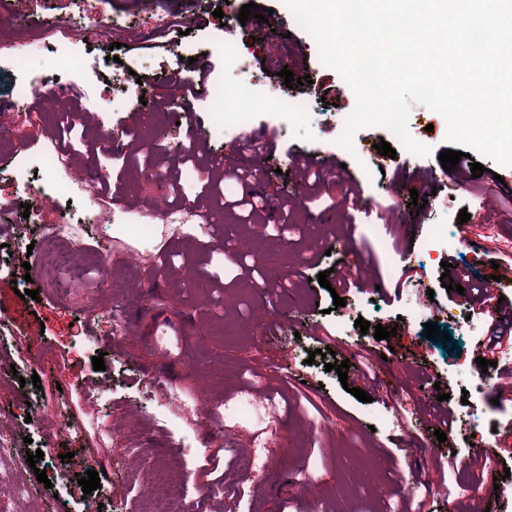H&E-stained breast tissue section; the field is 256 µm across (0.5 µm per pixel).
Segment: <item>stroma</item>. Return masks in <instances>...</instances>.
<instances>
[{"label":"stroma","mask_w":512,"mask_h":512,"mask_svg":"<svg viewBox=\"0 0 512 512\" xmlns=\"http://www.w3.org/2000/svg\"><path fill=\"white\" fill-rule=\"evenodd\" d=\"M251 1L271 9L268 20L239 21L241 6ZM93 7L119 25L111 37L78 43L86 78L49 68L41 78L79 89L120 66L149 75L142 100L128 107L107 100L94 111L79 96L51 102L33 93L24 102L29 122L0 133L7 146L0 158V308L34 329L26 335L16 328L0 339V428L16 430L19 453H44L36 468L20 473L36 492L9 501L7 512H153L164 499L194 512L232 505L239 512H404L409 504L460 512L483 493L485 481L467 470L449 472L448 455L465 462L476 457L471 433L477 427L487 430L489 448L512 444V399L498 395L512 358L478 367L476 343L486 324L467 296L443 287L441 264L462 260L474 268L484 258L467 241L460 210L484 225L493 247L512 240V222L493 212L480 191L493 185L500 197L512 196V167L472 154L482 176L465 182L449 172L424 209L410 207L411 191H424L429 174L442 168L440 152L450 147L444 117L412 106L408 131L429 146L424 156L375 126L356 132L354 153L339 148L355 95L347 87L340 99L325 101L316 92L313 80L339 74L321 61L315 40L284 0H156L148 7L140 0H0V53L20 56L19 68H0V106L32 63L30 45L40 44L49 65L68 31L87 28ZM217 9L222 18H214ZM161 16L190 23L176 52L162 47ZM281 24L292 30V41L279 38ZM193 57L223 80L218 102L204 92L175 99L170 75L195 76ZM271 58L286 61L294 76H310L301 91L311 112L288 110L269 94L268 84H284L264 70ZM242 62L262 78L246 107L235 91ZM180 106L191 111L192 124L178 123ZM120 126L130 135L114 155L101 136ZM248 132L261 134L265 148L240 150ZM383 141L395 158L377 153ZM60 143L72 150L73 171L90 182L118 175L128 223H81L83 197L56 194L57 175L38 156ZM303 154L333 159L322 191L304 189L293 166ZM239 167L260 168L264 186L224 177V170ZM248 191L269 204L246 218L229 203ZM287 199L294 206L284 224L279 209ZM186 206L208 214L205 230L157 216ZM387 211L393 214L388 225L379 219ZM62 221L81 246L64 248V263L43 269L41 252L55 247L43 228ZM28 225L34 231L27 237ZM349 225L355 240L348 245ZM28 245L30 277L14 279L9 250ZM242 245L249 248L245 262ZM334 265L404 285L389 298L371 283L350 289L340 307L317 281L320 270ZM28 288L38 298L25 296ZM149 290L158 293L152 316L139 331L114 333L113 322L124 321ZM359 318L398 326L399 333L374 341L356 328ZM429 321L449 333L446 345L424 337ZM159 325L168 330L167 341L153 337ZM328 337L333 354L309 362L319 339ZM370 344L379 353L364 403L324 365L349 360L348 375L356 377L357 353ZM99 354L101 371L92 365ZM423 373L447 380L448 400L438 401L432 386L421 384ZM34 374L39 384H30ZM246 393L274 402L278 417L225 419V405ZM440 408L458 423L443 442L428 420ZM398 410L405 425L391 422ZM249 440L267 458L265 473L239 464ZM39 469L49 485L37 484ZM89 469L99 471L101 486L87 495L77 477ZM162 469L189 472L190 479L160 482ZM218 483L223 493L200 495V488Z\"/></svg>","instance_id":"obj_1"}]
</instances>
